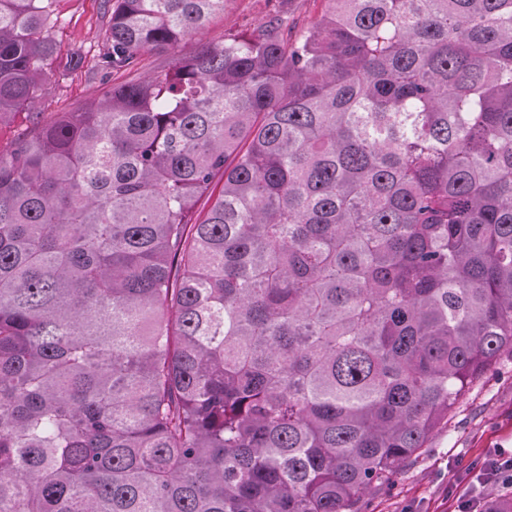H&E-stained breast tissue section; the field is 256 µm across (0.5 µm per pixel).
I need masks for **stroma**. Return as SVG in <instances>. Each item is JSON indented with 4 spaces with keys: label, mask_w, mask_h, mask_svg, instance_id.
I'll return each instance as SVG.
<instances>
[{
    "label": "stroma",
    "mask_w": 512,
    "mask_h": 512,
    "mask_svg": "<svg viewBox=\"0 0 512 512\" xmlns=\"http://www.w3.org/2000/svg\"><path fill=\"white\" fill-rule=\"evenodd\" d=\"M325 0H226L223 15L205 31L204 40L249 34L266 21L278 20L302 31L323 13ZM52 37L56 74L37 109L44 119L84 107L104 90L128 80L125 72L105 73L97 61L106 45L108 13L102 0H55ZM82 67H74L76 58ZM512 456V359L505 358L469 390L464 402L421 454L406 464L389 486L367 496L361 512H457L460 499L511 494L512 487L490 483L475 489L472 469L484 458Z\"/></svg>",
    "instance_id": "obj_1"
}]
</instances>
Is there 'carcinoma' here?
<instances>
[{"label":"carcinoma","instance_id":"1","mask_svg":"<svg viewBox=\"0 0 512 512\" xmlns=\"http://www.w3.org/2000/svg\"><path fill=\"white\" fill-rule=\"evenodd\" d=\"M326 2L106 0L99 68L195 49L0 152V512H357L512 356V0ZM224 14L217 16L202 38L219 43L224 35L249 34L266 21L277 19L300 32L323 13L324 0H226Z\"/></svg>","mask_w":512,"mask_h":512}]
</instances>
